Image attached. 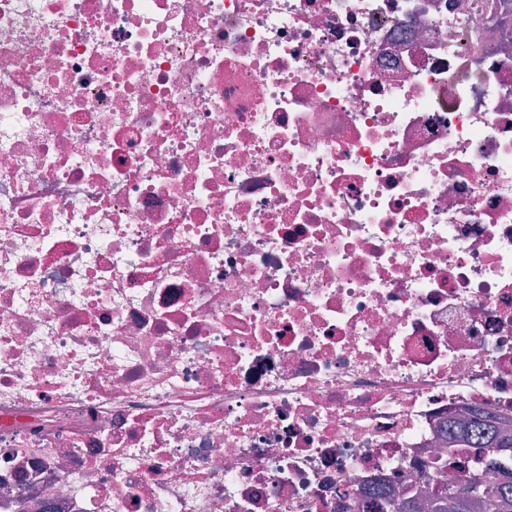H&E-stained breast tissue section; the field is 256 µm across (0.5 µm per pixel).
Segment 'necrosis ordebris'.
Instances as JSON below:
<instances>
[{"mask_svg": "<svg viewBox=\"0 0 512 512\" xmlns=\"http://www.w3.org/2000/svg\"><path fill=\"white\" fill-rule=\"evenodd\" d=\"M491 0H0V512H357L512 450ZM468 428H448L450 442H456L458 433L460 437L466 436L467 448H512V437L508 435L507 425L499 419L482 415L470 421Z\"/></svg>", "mask_w": 512, "mask_h": 512, "instance_id": "obj_1", "label": "necrosis or debris"}]
</instances>
